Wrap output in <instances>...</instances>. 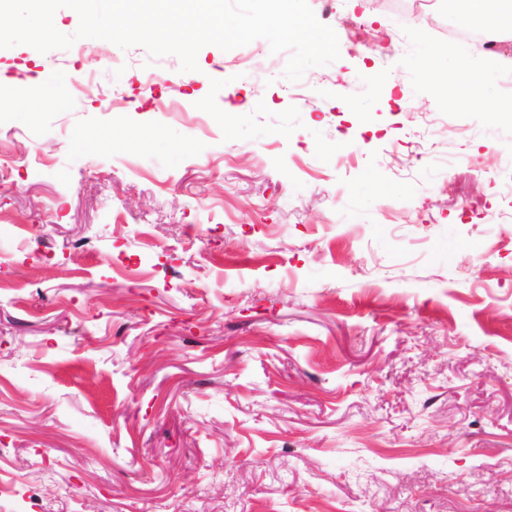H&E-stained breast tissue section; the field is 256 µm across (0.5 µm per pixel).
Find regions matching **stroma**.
Returning a JSON list of instances; mask_svg holds the SVG:
<instances>
[{
    "instance_id": "35a3bbf8",
    "label": "stroma",
    "mask_w": 512,
    "mask_h": 512,
    "mask_svg": "<svg viewBox=\"0 0 512 512\" xmlns=\"http://www.w3.org/2000/svg\"><path fill=\"white\" fill-rule=\"evenodd\" d=\"M408 7L343 0L315 86L263 39L189 83L0 48V151L41 158L0 169V512H512V121L415 68L448 5ZM69 75L66 72L56 73L44 81V87L38 90V97L44 102H57L65 97Z\"/></svg>"
}]
</instances>
